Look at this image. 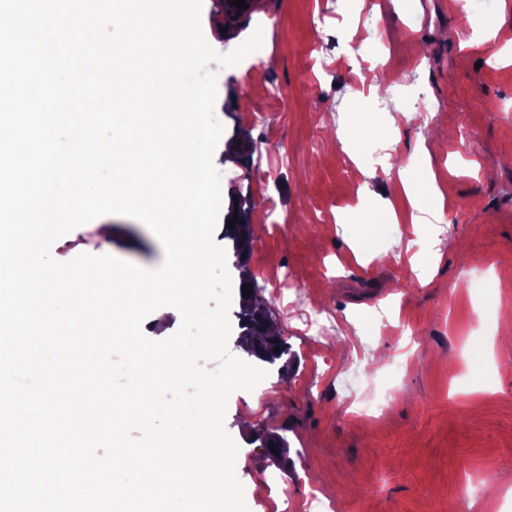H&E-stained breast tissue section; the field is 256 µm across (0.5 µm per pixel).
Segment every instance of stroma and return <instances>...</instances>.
Wrapping results in <instances>:
<instances>
[{"mask_svg": "<svg viewBox=\"0 0 512 512\" xmlns=\"http://www.w3.org/2000/svg\"><path fill=\"white\" fill-rule=\"evenodd\" d=\"M255 2L232 19L201 7L218 53L263 32L217 68L214 107L213 164L245 202L248 268L291 357L228 400L249 512H512V0H375L364 31L359 0ZM359 55L383 64L378 93L357 82ZM254 64L283 92L255 115ZM413 157L439 211L413 207L399 171L371 177ZM264 206L283 223H260ZM101 221L100 254L162 263L135 218ZM312 308L329 319L317 339L299 320ZM266 433L286 437L282 455Z\"/></svg>", "mask_w": 512, "mask_h": 512, "instance_id": "35a3bbf8", "label": "stroma"}]
</instances>
